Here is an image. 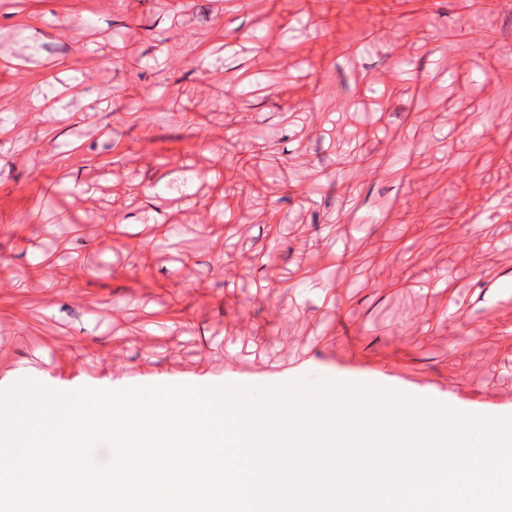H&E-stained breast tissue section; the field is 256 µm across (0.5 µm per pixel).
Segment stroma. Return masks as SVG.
<instances>
[{"mask_svg":"<svg viewBox=\"0 0 512 512\" xmlns=\"http://www.w3.org/2000/svg\"><path fill=\"white\" fill-rule=\"evenodd\" d=\"M491 5L309 0L308 67L282 64L253 95L237 76L256 48L280 54L289 0L0 9V390L32 374L59 391L377 376L512 417V162L477 188L482 155L512 151V0ZM352 15L385 27L379 50L344 54ZM450 29L489 31L492 65ZM437 135L461 166L423 164ZM355 139L373 176L308 201V169L333 171ZM269 146L280 169L259 160ZM425 207L447 223H416ZM167 228L181 260L155 245ZM317 248L329 266L312 281Z\"/></svg>","mask_w":512,"mask_h":512,"instance_id":"obj_1","label":"stroma"}]
</instances>
